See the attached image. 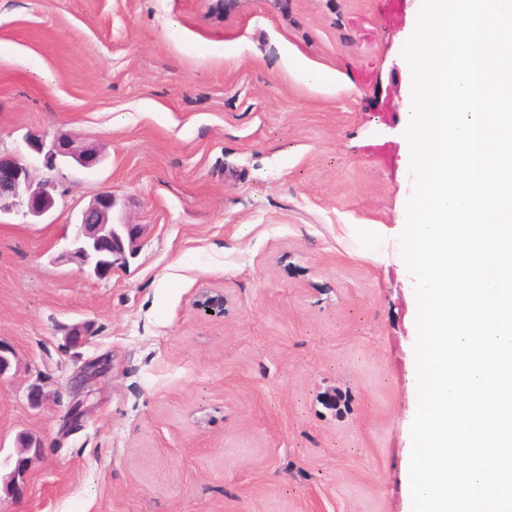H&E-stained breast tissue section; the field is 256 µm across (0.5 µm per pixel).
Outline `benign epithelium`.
<instances>
[{
  "label": "benign epithelium",
  "mask_w": 512,
  "mask_h": 512,
  "mask_svg": "<svg viewBox=\"0 0 512 512\" xmlns=\"http://www.w3.org/2000/svg\"><path fill=\"white\" fill-rule=\"evenodd\" d=\"M26 146L43 157V165L55 170L61 164H77L92 168L101 161L98 150L89 145L77 146L65 137L47 140L39 133L25 136ZM56 206L55 184L46 179L34 182L27 166L17 155L0 154V214L17 212L23 217H44ZM115 197L110 190L98 193L76 220L77 231L71 248L60 258L76 259L81 271L103 279L112 271L125 266L135 255L142 227L139 224L112 223ZM14 493L21 496L27 483V460L20 459L10 475Z\"/></svg>",
  "instance_id": "7a95c632"
}]
</instances>
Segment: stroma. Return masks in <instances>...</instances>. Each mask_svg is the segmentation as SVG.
Masks as SVG:
<instances>
[{
  "label": "stroma",
  "mask_w": 512,
  "mask_h": 512,
  "mask_svg": "<svg viewBox=\"0 0 512 512\" xmlns=\"http://www.w3.org/2000/svg\"><path fill=\"white\" fill-rule=\"evenodd\" d=\"M421 4L242 0L218 20L203 0H0V45L39 60H0V150L57 199L0 216V512H406ZM31 131L104 160L47 170ZM104 190L144 234L99 280L60 255ZM206 291L223 315L196 308ZM23 434L42 451L15 499Z\"/></svg>",
  "instance_id": "1"
}]
</instances>
